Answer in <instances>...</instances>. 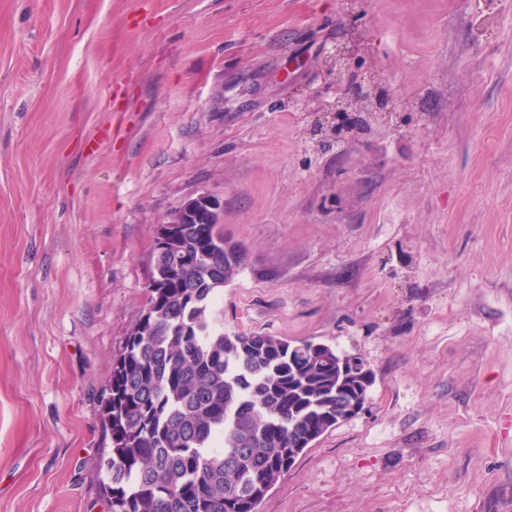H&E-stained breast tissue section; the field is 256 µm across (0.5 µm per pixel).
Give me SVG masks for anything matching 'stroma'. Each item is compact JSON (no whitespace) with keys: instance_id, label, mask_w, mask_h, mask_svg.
<instances>
[{"instance_id":"35a3bbf8","label":"stroma","mask_w":512,"mask_h":512,"mask_svg":"<svg viewBox=\"0 0 512 512\" xmlns=\"http://www.w3.org/2000/svg\"><path fill=\"white\" fill-rule=\"evenodd\" d=\"M339 42L393 129L315 156ZM202 192L215 327L375 375L258 512H512V0H0V512H106L99 397Z\"/></svg>"}]
</instances>
